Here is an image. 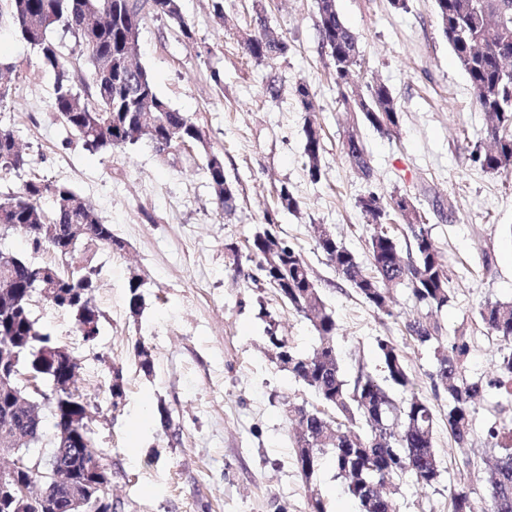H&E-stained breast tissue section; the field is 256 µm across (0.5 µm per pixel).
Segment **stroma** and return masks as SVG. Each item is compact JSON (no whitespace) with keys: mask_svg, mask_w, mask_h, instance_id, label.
Masks as SVG:
<instances>
[{"mask_svg":"<svg viewBox=\"0 0 512 512\" xmlns=\"http://www.w3.org/2000/svg\"><path fill=\"white\" fill-rule=\"evenodd\" d=\"M222 3L227 24L215 17ZM191 38L167 18L146 16L138 58L155 89L189 115L207 146L188 144L170 154L148 142L91 152L52 105L54 76L36 50L8 22H0V61L14 64L10 96L0 104V130L23 148V169L0 178V195L19 194L26 181L44 177L68 185L88 202L122 242L114 250L80 244L98 272L93 300L99 334L85 341L74 316L39 301L33 316L78 360L80 391L89 403L94 450L108 468L113 512H309L320 497L326 512H358L334 468L322 464L305 480L295 463V427L286 403L315 406L307 386L271 358L268 328L295 351L317 343L311 323L271 289L234 275L228 246L240 257L264 214L281 238L297 248L334 310L337 351L347 378L380 374L377 342L401 350L417 392L432 408L440 475L430 486L399 482L397 512H448V490L462 486L474 512H487L489 468L512 439L491 440L490 424L512 427V397L493 386L499 343L488 335L480 310L512 299V172L488 174L470 160L484 147L487 119L470 81L456 64L436 17L434 0H337L358 36V87L378 81L400 111L398 133L358 128L372 160L365 179L344 153L350 125L340 102L331 60L318 38L316 0H179ZM284 35L291 49L272 65L246 57L242 36L256 9ZM276 73L278 96L266 90ZM310 84L316 112L296 102L298 81ZM322 128V176L312 181L304 156L308 118ZM224 159L236 210L222 216L204 174L205 153ZM298 212L277 204L281 185ZM375 193L404 196L448 263V306L435 313L441 344L470 339L467 380L484 392L476 405L466 447L448 432V391L434 388L433 345L409 338L405 326L424 317L409 287L398 288L390 313L367 305L316 249L314 227L326 225L360 262H367L372 227L355 206ZM140 277L144 306L128 307V282ZM152 350V374L134 361L136 342ZM123 372L124 394L113 400L112 371ZM173 411L181 435L169 442L158 403Z\"/></svg>","mask_w":512,"mask_h":512,"instance_id":"stroma-1","label":"stroma"}]
</instances>
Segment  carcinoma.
<instances>
[{
	"instance_id": "cac0c4a2",
	"label": "carcinoma",
	"mask_w": 512,
	"mask_h": 512,
	"mask_svg": "<svg viewBox=\"0 0 512 512\" xmlns=\"http://www.w3.org/2000/svg\"><path fill=\"white\" fill-rule=\"evenodd\" d=\"M169 0H8L7 20L23 40L37 52L42 66L54 75V109L68 127L83 140L87 150L97 152L134 146L147 140L171 141V149L187 143H201L205 131L191 117L172 108L156 92L152 78L143 67L128 71L123 64L127 45H137L145 16L167 17L178 24L183 35L191 38V30L180 13L167 10ZM321 45L331 58L336 86L345 110L353 124L366 123L390 135L399 127V109L389 88L378 82L366 85V92L353 89V76L360 49L357 37L346 26L336 0H317ZM442 31L460 68L472 87L484 95L476 97L479 108L490 120V147L476 150L471 160L483 171L499 173L512 169V78L500 69V33L512 32V0H445L439 16ZM61 27L74 38V48L62 52L47 33ZM253 42L244 46L246 53L258 63H271L290 50L288 39L273 34L264 11H256ZM295 97L306 112L314 109L313 93L305 81L296 83ZM14 137L0 131V170H19L26 165L24 156L12 153ZM322 142L315 120L305 128L304 154L310 178H321ZM351 167L368 179L373 175L370 154L351 132L344 144ZM206 173L210 184L227 182L224 159L217 153H206ZM51 199L53 207L46 211L42 201ZM278 206L289 212L299 210V202L283 185L277 194ZM395 197L374 193L356 199L355 206L366 222L373 226L369 239L370 268H364L355 255L336 238L316 236V248L337 274L356 290L358 296L374 310L390 313L393 292L407 285L415 301L423 306L442 309L448 305L446 260L435 248L428 230L422 224L407 222L413 238V249L402 258L398 245L386 227L393 212ZM56 225V237L48 241L39 225ZM25 235L33 251L52 252L67 259V265L37 264L17 255L0 266V354L14 351L31 372H65L71 391L61 393L51 405L55 425L67 419L74 425L75 437L61 447L60 465L70 469L78 481L90 480L91 472L84 464L83 438L90 437L83 420L87 403L78 387L77 359L68 365L53 367L42 356L57 343L43 332L31 313L27 293L45 286L44 274L52 270L50 284L57 288L55 306L72 310L83 304L90 314L100 318L93 303L96 288L94 269L89 260L75 268L76 250L69 248L71 229L85 228L84 240L121 248L112 225L105 224L97 213L80 201L67 185L42 178L26 182L18 195L0 197V226ZM250 257L256 261L263 284L272 288L280 299L303 314L317 333L318 343L309 355L293 351L286 341L269 331V343L275 360L292 376L308 386L323 406L318 410L304 404H290L286 416L304 423L309 431L306 453L295 444L297 467L305 480H310L321 460L328 456L341 478L345 491L358 501L362 512H396L393 480L409 476L415 483L432 485L439 476L433 446L434 416L426 397L414 390L400 349L391 341L380 339L377 347L382 362L383 381L371 373H359L348 383L341 370L335 337L336 317L324 300L322 288L316 284L299 250L280 238L272 215L253 234ZM142 282L130 279L128 305L137 315L143 308ZM488 334L500 341L499 376L494 385L512 396V301H489L480 311ZM441 326L426 318L407 325L409 336L421 345L439 341ZM470 352L467 337L457 336L450 350L437 355V381L434 386L448 389V431L459 446L467 444L474 413V403L483 393L479 381L463 377L464 361ZM137 366L148 375L154 370L151 349L139 341L134 347ZM401 390L405 398L393 400L383 383ZM333 411L330 416L327 411ZM160 424L170 440L179 438L169 409L159 407ZM16 428L38 440L43 420H34L22 409L13 412ZM33 494L27 512H41L40 498L46 491L37 474H23ZM451 512H472L470 494L464 487L450 490ZM487 496L491 512H512V448L497 458L487 479Z\"/></svg>"
}]
</instances>
